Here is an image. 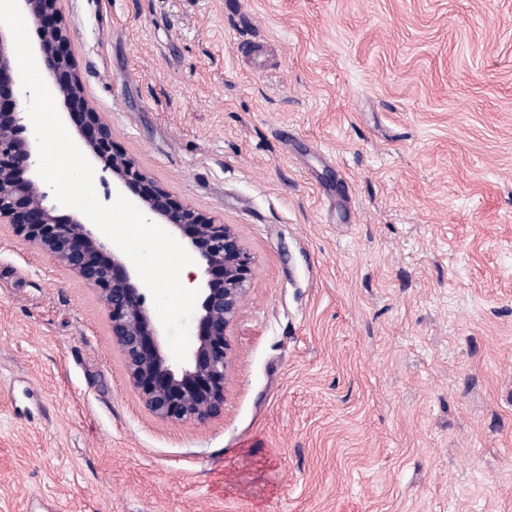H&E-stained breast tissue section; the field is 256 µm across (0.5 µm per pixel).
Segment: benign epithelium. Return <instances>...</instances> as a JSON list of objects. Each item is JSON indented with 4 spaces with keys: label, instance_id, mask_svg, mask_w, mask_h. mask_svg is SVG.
Listing matches in <instances>:
<instances>
[{
    "label": "benign epithelium",
    "instance_id": "obj_1",
    "mask_svg": "<svg viewBox=\"0 0 512 512\" xmlns=\"http://www.w3.org/2000/svg\"><path fill=\"white\" fill-rule=\"evenodd\" d=\"M58 0H19L21 12L39 25L34 48L61 98L82 145L134 196L148 219L177 229L200 262L204 280L195 319L196 345L190 363L175 367L163 347L158 320L147 305L148 290L133 270L108 250L101 232L76 216L46 205L44 185L31 176L37 166L27 111L9 30L0 25V223L53 257L93 286L108 311L130 382L156 416L205 421L224 414L228 332L252 283L251 259L228 224H214L159 187L117 151L112 131L89 107L67 49L68 35L56 25Z\"/></svg>",
    "mask_w": 512,
    "mask_h": 512
}]
</instances>
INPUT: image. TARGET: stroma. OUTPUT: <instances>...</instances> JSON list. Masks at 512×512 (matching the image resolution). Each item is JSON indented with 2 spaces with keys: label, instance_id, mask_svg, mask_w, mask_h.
<instances>
[{
  "label": "stroma",
  "instance_id": "obj_1",
  "mask_svg": "<svg viewBox=\"0 0 512 512\" xmlns=\"http://www.w3.org/2000/svg\"><path fill=\"white\" fill-rule=\"evenodd\" d=\"M118 151L232 225L224 414L130 384L0 224V512H512V0H60Z\"/></svg>",
  "mask_w": 512,
  "mask_h": 512
}]
</instances>
